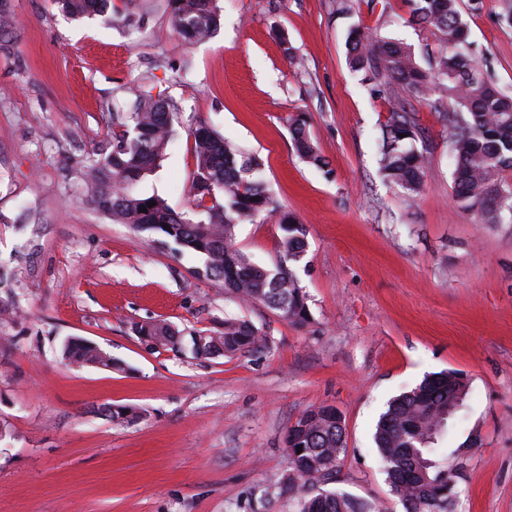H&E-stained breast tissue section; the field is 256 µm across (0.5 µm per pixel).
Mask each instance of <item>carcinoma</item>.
<instances>
[{
  "label": "carcinoma",
  "instance_id": "carcinoma-1",
  "mask_svg": "<svg viewBox=\"0 0 512 512\" xmlns=\"http://www.w3.org/2000/svg\"><path fill=\"white\" fill-rule=\"evenodd\" d=\"M405 24L434 37L420 52L404 42L370 35L355 26L346 39L347 63L362 76L370 96L383 98L400 87L426 101L452 129L449 154L454 164L453 197L478 224L512 222V95L485 77L469 41L459 0H404ZM74 19L107 16L108 0H58ZM175 31L188 44L210 39L220 27L215 0H169ZM122 103L112 106V150L87 165L92 203L118 224L145 232L177 254L202 259L198 276L224 282L240 301L262 304L287 321L304 324L310 313L295 265L307 248L306 225L281 209L263 178L261 160L206 126L191 131L195 167L189 184L193 207L173 210L157 195L134 193V186L159 167L170 143L177 107L152 89L120 88ZM292 146L306 162L325 160L312 140L303 114L289 119ZM416 113L392 111L378 139L379 172L409 200L422 191L428 157L415 146ZM153 201L155 206L147 203ZM147 207L142 213L139 208ZM277 218L283 235L281 256L271 270L235 247V227ZM224 330L190 336L196 358L233 357L266 346L250 321L226 316ZM137 335L156 347L178 351L182 336L169 323L135 325ZM69 363L112 369V356L80 338L61 348ZM448 372L425 377L396 397L381 415L375 443L390 491L405 512H456L461 464L448 467L439 443L448 434ZM113 422L131 424L139 411L104 406ZM302 452H297V447ZM288 489L309 488L301 512H382L344 492L325 488L345 450L344 424L332 405L302 413L288 428Z\"/></svg>",
  "mask_w": 512,
  "mask_h": 512
}]
</instances>
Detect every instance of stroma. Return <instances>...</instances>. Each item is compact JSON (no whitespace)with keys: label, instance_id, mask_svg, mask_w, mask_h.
I'll use <instances>...</instances> for the list:
<instances>
[{"label":"stroma","instance_id":"1","mask_svg":"<svg viewBox=\"0 0 512 512\" xmlns=\"http://www.w3.org/2000/svg\"><path fill=\"white\" fill-rule=\"evenodd\" d=\"M132 26L67 17L55 0H10L0 42V512H300L285 436L303 412L336 407L345 426L334 488L403 512L373 434L388 403L430 373L463 374L448 432L463 462L458 512H512V223L478 224L452 194L450 129L412 102L429 157L412 201L379 173L380 126L404 90L371 98L346 62L351 24L421 46L403 0H218L220 31L187 45L168 0H113ZM512 0L463 10L482 70L512 92ZM299 57L301 66L291 64ZM143 84L180 115L160 167L138 186L190 208L192 128L206 124L264 164L273 197L307 226L298 265L308 325L241 304L223 282L91 204L84 166L112 142L104 105ZM410 101V100H409ZM304 113L328 164L293 150ZM275 218L241 224L236 244L274 267ZM266 333L259 350L195 359L152 348L134 324L183 335L225 316ZM94 342L118 370L62 359L65 338ZM106 405L137 407L130 425Z\"/></svg>","mask_w":512,"mask_h":512}]
</instances>
